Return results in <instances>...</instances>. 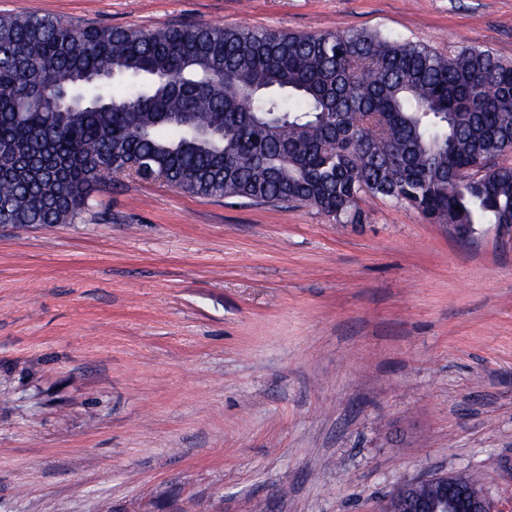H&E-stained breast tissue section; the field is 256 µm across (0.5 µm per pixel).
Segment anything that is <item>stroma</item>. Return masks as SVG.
<instances>
[{
    "label": "stroma",
    "mask_w": 512,
    "mask_h": 512,
    "mask_svg": "<svg viewBox=\"0 0 512 512\" xmlns=\"http://www.w3.org/2000/svg\"><path fill=\"white\" fill-rule=\"evenodd\" d=\"M79 23L373 30L512 59V0H0ZM0 224V512H379L512 499V235L380 196L359 224L113 178ZM460 477L465 482H479L470 474L448 472L409 481L392 491L381 512H511L498 510L480 483H470L453 495Z\"/></svg>",
    "instance_id": "obj_1"
}]
</instances>
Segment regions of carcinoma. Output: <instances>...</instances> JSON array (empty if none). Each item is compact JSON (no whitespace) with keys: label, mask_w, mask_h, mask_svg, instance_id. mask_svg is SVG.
<instances>
[{"label":"carcinoma","mask_w":512,"mask_h":512,"mask_svg":"<svg viewBox=\"0 0 512 512\" xmlns=\"http://www.w3.org/2000/svg\"><path fill=\"white\" fill-rule=\"evenodd\" d=\"M511 149L512 60L480 46L0 16V224H74L132 167L340 223L381 196L470 236L512 224V165L497 162Z\"/></svg>","instance_id":"1"}]
</instances>
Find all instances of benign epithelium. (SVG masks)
Listing matches in <instances>:
<instances>
[{"label": "benign epithelium", "instance_id": "7a95c632", "mask_svg": "<svg viewBox=\"0 0 512 512\" xmlns=\"http://www.w3.org/2000/svg\"><path fill=\"white\" fill-rule=\"evenodd\" d=\"M460 477L448 472L404 483L389 494L381 512H500L479 483L452 494Z\"/></svg>", "mask_w": 512, "mask_h": 512}]
</instances>
